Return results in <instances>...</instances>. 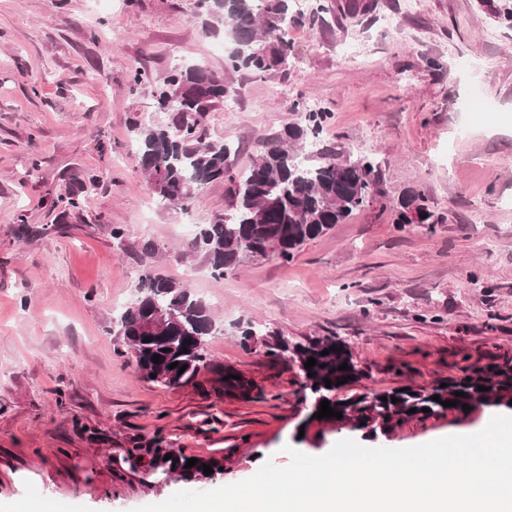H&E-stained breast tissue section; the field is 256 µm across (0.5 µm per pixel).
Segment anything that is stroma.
Wrapping results in <instances>:
<instances>
[{
    "instance_id": "35a3bbf8",
    "label": "stroma",
    "mask_w": 512,
    "mask_h": 512,
    "mask_svg": "<svg viewBox=\"0 0 512 512\" xmlns=\"http://www.w3.org/2000/svg\"><path fill=\"white\" fill-rule=\"evenodd\" d=\"M320 3L322 20L290 29L287 68L257 75L225 71L224 33L197 0H0V504L134 512L287 465V445L311 456L343 439L402 449L495 416L412 421L373 440L326 423L296 438L309 399L297 367L268 355L271 336L344 340L363 371L358 393L512 356V28L479 0H375L366 15L348 0H307ZM350 43L357 56L339 58ZM178 62L224 74L239 93V109L204 120L236 146L235 170L300 121L294 103L314 101L331 114L322 146L378 163L375 200L289 260L247 258L213 276L191 230L224 213L226 184L170 205L129 152ZM138 68L148 79L135 88ZM70 187L85 203L61 222L50 200ZM410 190L436 223H397ZM147 268L211 308L210 358L252 383L253 399L140 378L112 326ZM244 326L256 333L247 349ZM153 438L218 473L126 461L134 441Z\"/></svg>"
}]
</instances>
